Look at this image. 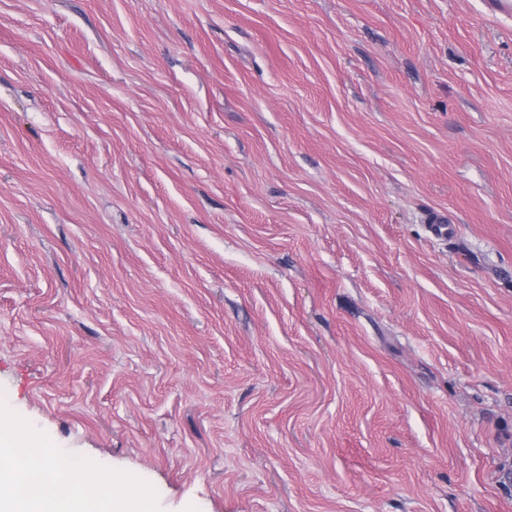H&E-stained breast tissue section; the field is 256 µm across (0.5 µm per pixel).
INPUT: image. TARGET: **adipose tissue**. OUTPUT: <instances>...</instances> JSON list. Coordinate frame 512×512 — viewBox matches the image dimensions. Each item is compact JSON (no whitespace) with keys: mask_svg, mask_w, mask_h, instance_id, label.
Masks as SVG:
<instances>
[{"mask_svg":"<svg viewBox=\"0 0 512 512\" xmlns=\"http://www.w3.org/2000/svg\"><path fill=\"white\" fill-rule=\"evenodd\" d=\"M116 493L108 473L62 463L0 404V512H113Z\"/></svg>","mask_w":512,"mask_h":512,"instance_id":"adipose-tissue-1","label":"adipose tissue"}]
</instances>
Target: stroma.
<instances>
[{
    "mask_svg": "<svg viewBox=\"0 0 512 512\" xmlns=\"http://www.w3.org/2000/svg\"><path fill=\"white\" fill-rule=\"evenodd\" d=\"M0 399L157 512H512V14L0 0Z\"/></svg>",
    "mask_w": 512,
    "mask_h": 512,
    "instance_id": "1",
    "label": "stroma"
}]
</instances>
